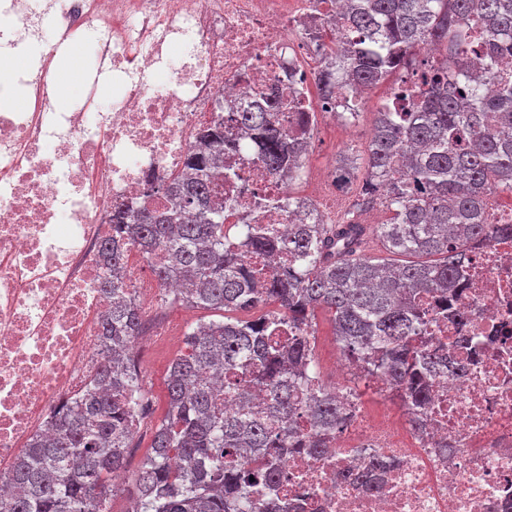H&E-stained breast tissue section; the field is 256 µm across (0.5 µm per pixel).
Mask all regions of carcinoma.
Masks as SVG:
<instances>
[{
	"mask_svg": "<svg viewBox=\"0 0 512 512\" xmlns=\"http://www.w3.org/2000/svg\"><path fill=\"white\" fill-rule=\"evenodd\" d=\"M340 25L344 35L330 50L342 93H366L412 70L377 112L360 192L366 206L387 204L391 222L345 216L338 224H291L286 238L245 224L241 246L288 254V266L257 280L241 251L224 244V203L206 182L224 157V124L206 129L171 209L116 216L102 249L103 290L112 296L100 321L108 363L8 473L17 493L0 512H107L112 474L126 467L133 429L152 402L132 359L140 313L117 277L130 244L159 256L153 274L179 286L172 302L247 314L188 328L185 352L168 369V407L137 478L135 512H249L252 488L274 486L276 463L289 451L328 448L348 411L334 390L311 387L315 337H277L316 331L319 311L331 315L337 344L356 368L355 396L378 374L404 404L426 403L429 379L451 361L444 347L423 343L414 296H448L471 245L492 225L485 198L512 194V83L483 90L497 79V55L512 52V0H344ZM282 107L272 89L242 113L244 147L291 177L302 170L307 141L278 125ZM187 211L191 224L179 219ZM373 243L385 256L369 255ZM230 368L241 371V401L265 394L261 410L224 411L212 379ZM306 390L310 438L294 425ZM387 468L374 461L354 480L376 484Z\"/></svg>",
	"mask_w": 512,
	"mask_h": 512,
	"instance_id": "1",
	"label": "carcinoma"
}]
</instances>
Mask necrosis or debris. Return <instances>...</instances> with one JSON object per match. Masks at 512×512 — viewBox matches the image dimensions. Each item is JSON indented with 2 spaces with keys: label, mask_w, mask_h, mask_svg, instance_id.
<instances>
[{
  "label": "necrosis or debris",
  "mask_w": 512,
  "mask_h": 512,
  "mask_svg": "<svg viewBox=\"0 0 512 512\" xmlns=\"http://www.w3.org/2000/svg\"><path fill=\"white\" fill-rule=\"evenodd\" d=\"M50 10L59 24L26 50L39 72L23 84L29 107L0 110V471L105 363L101 246L113 215L169 207L199 131L223 121L240 145L241 113L269 88L287 99L277 119L293 132L299 112L344 109L340 93L312 97L326 65L317 37H335L341 0H0V42L22 49L17 28ZM71 39L89 48L94 76L119 74L108 103L91 88L70 111L53 105L48 73ZM303 174L311 195L290 208L286 178L255 153L225 151L213 185L227 224L281 237L292 224L335 223V168L309 156ZM489 209L496 233L472 245L447 303L425 301V335L446 344L456 374L432 380L415 416L372 423L350 400L325 453L282 458L274 493L254 494L253 512L275 499L300 512H512V207ZM152 261L131 246L121 268L144 315L176 291ZM363 446L393 462L371 489L350 478Z\"/></svg>",
  "instance_id": "4bbe7bcc"
}]
</instances>
